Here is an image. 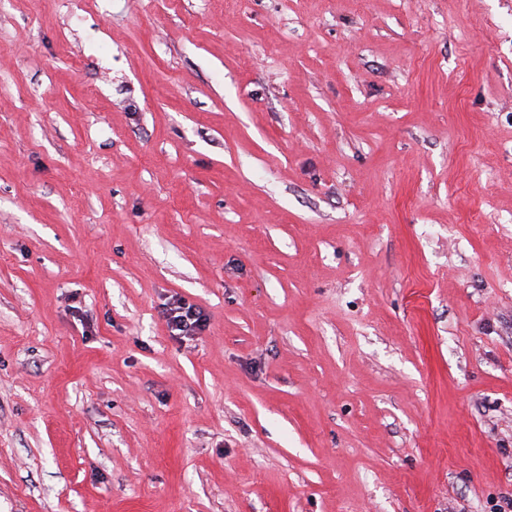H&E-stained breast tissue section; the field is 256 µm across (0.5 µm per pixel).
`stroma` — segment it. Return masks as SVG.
Returning <instances> with one entry per match:
<instances>
[{"label": "stroma", "instance_id": "stroma-1", "mask_svg": "<svg viewBox=\"0 0 512 512\" xmlns=\"http://www.w3.org/2000/svg\"><path fill=\"white\" fill-rule=\"evenodd\" d=\"M504 496L512 0H0V512ZM171 299L162 307L163 318L171 336L183 341L199 335L206 329L207 318L201 310L187 304L182 298Z\"/></svg>", "mask_w": 512, "mask_h": 512}]
</instances>
